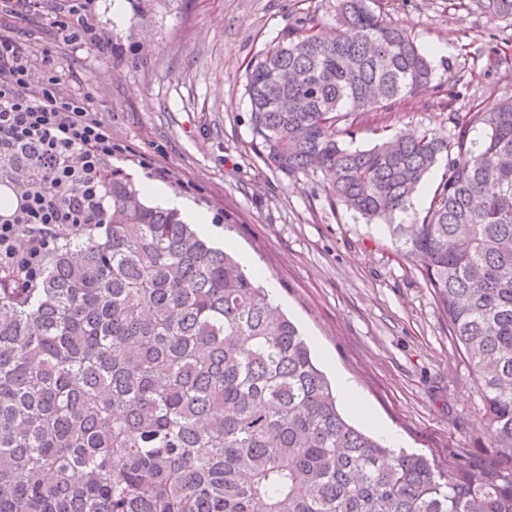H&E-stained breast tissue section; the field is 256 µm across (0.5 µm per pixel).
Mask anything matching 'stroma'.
<instances>
[{
	"instance_id": "stroma-1",
	"label": "stroma",
	"mask_w": 512,
	"mask_h": 512,
	"mask_svg": "<svg viewBox=\"0 0 512 512\" xmlns=\"http://www.w3.org/2000/svg\"><path fill=\"white\" fill-rule=\"evenodd\" d=\"M411 32L437 93L369 112L349 149L399 129L454 136L467 114L512 100V23L453 0H373ZM336 0H99L112 53L62 48V78L88 90L112 128L113 165L208 216L213 246L247 256L312 346L407 452L441 467L494 465L481 400L448 322L386 226L326 199L318 173L269 169L252 145L246 70L301 15L334 29ZM505 59L488 66L490 53Z\"/></svg>"
}]
</instances>
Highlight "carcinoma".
<instances>
[{
	"mask_svg": "<svg viewBox=\"0 0 512 512\" xmlns=\"http://www.w3.org/2000/svg\"><path fill=\"white\" fill-rule=\"evenodd\" d=\"M476 4L512 21V0ZM336 24L307 15L262 51L253 147L423 258L496 465L445 470L350 425L260 275L114 172L107 223L56 244L33 287L0 277V512H512V101L451 141L399 130L349 150L362 115L437 86L368 0H336ZM441 160L422 223H391Z\"/></svg>",
	"mask_w": 512,
	"mask_h": 512,
	"instance_id": "obj_1",
	"label": "carcinoma"
}]
</instances>
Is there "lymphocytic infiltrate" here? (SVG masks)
Here are the masks:
<instances>
[{
  "label": "lymphocytic infiltrate",
  "mask_w": 512,
  "mask_h": 512,
  "mask_svg": "<svg viewBox=\"0 0 512 512\" xmlns=\"http://www.w3.org/2000/svg\"><path fill=\"white\" fill-rule=\"evenodd\" d=\"M43 0H0V185L15 200L0 210V275L21 287L37 279L67 226L105 223V177L117 149L88 91L68 87L58 47L111 54L112 40L93 17L97 0H70L51 19L53 40L33 53L23 23Z\"/></svg>",
  "instance_id": "f902f5d3"
}]
</instances>
